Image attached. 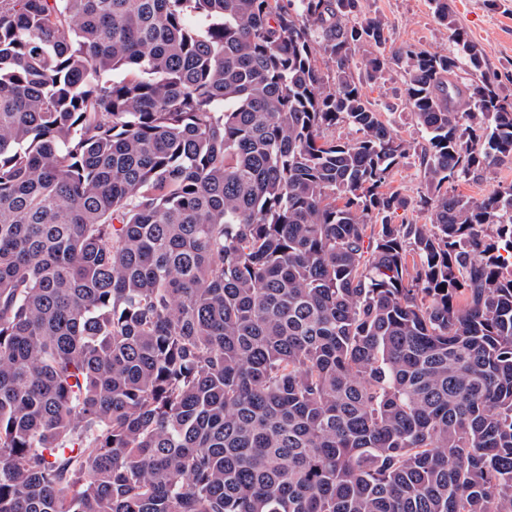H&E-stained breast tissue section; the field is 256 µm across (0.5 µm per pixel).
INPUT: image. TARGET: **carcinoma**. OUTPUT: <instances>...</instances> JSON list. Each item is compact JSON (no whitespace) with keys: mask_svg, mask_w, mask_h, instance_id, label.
Listing matches in <instances>:
<instances>
[{"mask_svg":"<svg viewBox=\"0 0 512 512\" xmlns=\"http://www.w3.org/2000/svg\"><path fill=\"white\" fill-rule=\"evenodd\" d=\"M357 8L0 0V512H512V103ZM366 95L376 108L390 120L397 136L413 146L423 142L422 132L406 104L404 72L401 65L391 61L381 78L366 81L363 77ZM389 187L398 189L401 195L410 202V207L405 214L400 210L398 211V216L395 215L393 218L395 224L401 223L402 217L405 215L409 219L413 218L417 224H431L430 212L420 210L415 206L420 195L426 193V182L419 156L413 152V149L394 169ZM500 182H512V162L496 169L495 174L476 173L465 183L456 184L455 193L467 195L474 200H481L498 188Z\"/></svg>","mask_w":512,"mask_h":512,"instance_id":"1","label":"carcinoma"}]
</instances>
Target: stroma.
I'll return each instance as SVG.
<instances>
[{
    "label": "stroma",
    "instance_id": "35a3bbf8",
    "mask_svg": "<svg viewBox=\"0 0 512 512\" xmlns=\"http://www.w3.org/2000/svg\"><path fill=\"white\" fill-rule=\"evenodd\" d=\"M359 5L361 13L381 21L396 45L445 54L454 49L453 28L465 30L482 51L486 72L495 76L503 95L512 97V0H451L450 21L446 24L435 16L430 0H359ZM363 87L401 140L411 145L421 143L422 132L406 104L400 65L389 63L381 78L364 82ZM390 186L409 201L407 217L420 224L430 223V213L415 206L426 191L417 154L401 160Z\"/></svg>",
    "mask_w": 512,
    "mask_h": 512
}]
</instances>
